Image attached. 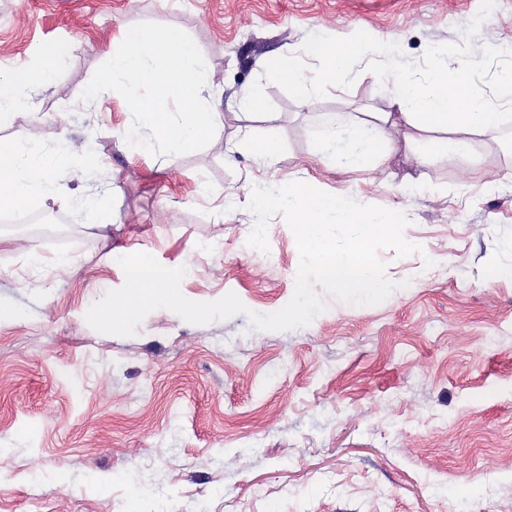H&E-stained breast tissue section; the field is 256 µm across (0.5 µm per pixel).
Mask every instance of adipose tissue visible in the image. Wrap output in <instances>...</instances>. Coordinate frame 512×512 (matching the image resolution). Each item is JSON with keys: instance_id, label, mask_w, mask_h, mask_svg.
Segmentation results:
<instances>
[{"instance_id": "ef3b65f1", "label": "adipose tissue", "mask_w": 512, "mask_h": 512, "mask_svg": "<svg viewBox=\"0 0 512 512\" xmlns=\"http://www.w3.org/2000/svg\"><path fill=\"white\" fill-rule=\"evenodd\" d=\"M64 54L62 47L47 46L39 68H16L0 75V113L15 110L28 88L48 85ZM469 65L449 70L446 58L431 55L424 78L413 72L392 73L394 111L353 120L329 112L322 116L326 149L346 169H369L386 156L393 140L416 145L427 153L467 158L474 138L512 126V114L490 108L468 85ZM61 156L55 170L42 163L41 139H0V209L26 205L31 199L58 194L61 181L84 172L87 161L68 140H60Z\"/></svg>"}]
</instances>
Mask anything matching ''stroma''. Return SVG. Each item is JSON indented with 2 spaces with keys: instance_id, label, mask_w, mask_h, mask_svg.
Wrapping results in <instances>:
<instances>
[{
  "instance_id": "35a3bbf8",
  "label": "stroma",
  "mask_w": 512,
  "mask_h": 512,
  "mask_svg": "<svg viewBox=\"0 0 512 512\" xmlns=\"http://www.w3.org/2000/svg\"><path fill=\"white\" fill-rule=\"evenodd\" d=\"M480 0H0V73L34 67L66 47L54 81L29 89L0 122V138L38 133L46 159L67 130L90 165L59 197L25 209L58 235H33L0 210V512H512V277L496 276L512 243V127L476 138L447 160L396 144L372 169L315 157L320 117L390 111L364 64L352 88L299 103L268 82L276 120L272 166L226 155L239 98L276 54L312 33L362 30L421 61L459 44ZM176 26L204 55L222 128L178 157L127 149L119 96L84 102L119 28ZM512 43V0H497L475 47ZM315 175L358 203L405 212L423 255L382 252L407 288L374 306L329 299L305 328L252 330L237 315L207 325L158 309L136 335L91 328L84 312L124 281L110 252L145 251L190 264L194 301L237 294L279 311L294 293L299 254L282 215L268 253L247 244L255 218L246 187ZM112 184L110 222L62 204ZM214 195L203 198L198 185ZM40 252L31 261L21 243ZM201 251H194V244ZM67 257V265L57 257ZM434 262L424 268V259Z\"/></svg>"
}]
</instances>
